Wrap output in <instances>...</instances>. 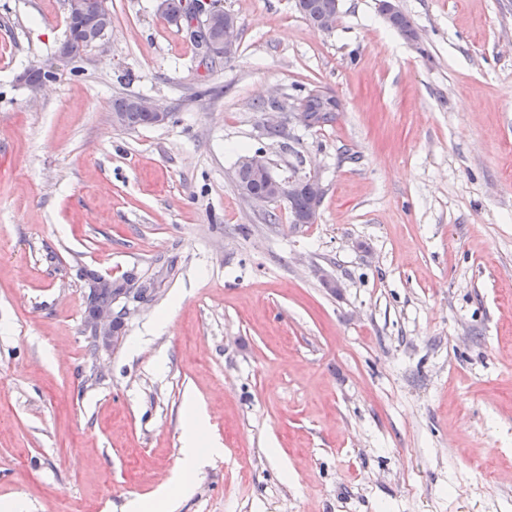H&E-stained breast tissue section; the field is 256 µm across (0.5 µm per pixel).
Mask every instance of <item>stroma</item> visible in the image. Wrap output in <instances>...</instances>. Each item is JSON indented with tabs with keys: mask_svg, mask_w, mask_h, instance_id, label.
<instances>
[{
	"mask_svg": "<svg viewBox=\"0 0 512 512\" xmlns=\"http://www.w3.org/2000/svg\"><path fill=\"white\" fill-rule=\"evenodd\" d=\"M219 4L232 60L108 0L68 61L67 0H0V512H126L169 482L191 399L224 451L174 512H512V0H399L414 42L378 0L329 33L295 0ZM304 85L333 123L296 118ZM127 95L169 121L116 126ZM258 149L320 178L315 223L239 193ZM84 269L155 289L116 348ZM388 6L384 8L381 13L385 22L391 26L394 23L395 13L396 15L394 29L401 33L403 36L409 37L415 34L414 27L405 13H403L396 4V0H386Z\"/></svg>",
	"mask_w": 512,
	"mask_h": 512,
	"instance_id": "1",
	"label": "stroma"
}]
</instances>
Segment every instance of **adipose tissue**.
<instances>
[{"instance_id": "1", "label": "adipose tissue", "mask_w": 512, "mask_h": 512, "mask_svg": "<svg viewBox=\"0 0 512 512\" xmlns=\"http://www.w3.org/2000/svg\"><path fill=\"white\" fill-rule=\"evenodd\" d=\"M206 413L198 405H191L184 421L183 464L174 472L169 483L158 490L153 499L137 497L128 504L129 512H147L150 503L156 502L166 508L175 503L191 490L192 475L204 464L208 457L216 455L217 447L211 443L205 431Z\"/></svg>"}]
</instances>
